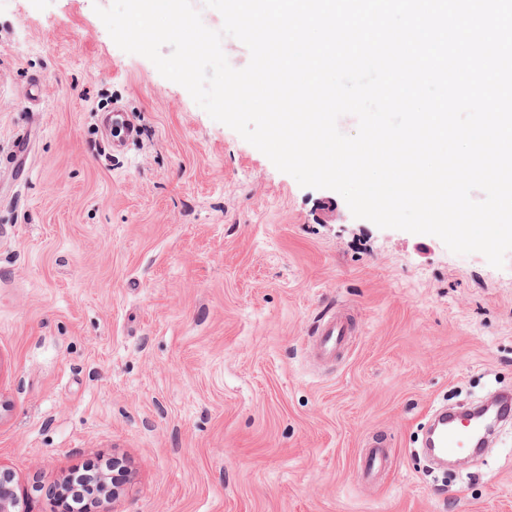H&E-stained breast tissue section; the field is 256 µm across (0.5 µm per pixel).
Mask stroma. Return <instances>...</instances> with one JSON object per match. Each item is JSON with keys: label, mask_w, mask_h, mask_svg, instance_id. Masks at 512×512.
<instances>
[{"label": "stroma", "mask_w": 512, "mask_h": 512, "mask_svg": "<svg viewBox=\"0 0 512 512\" xmlns=\"http://www.w3.org/2000/svg\"><path fill=\"white\" fill-rule=\"evenodd\" d=\"M96 2L0 0V153L31 131L0 183V467L28 512L115 456L118 512H512V429L448 471L418 440L434 405L512 388V251L496 268L300 186ZM339 308L350 348L313 371ZM375 433L393 465L367 484Z\"/></svg>", "instance_id": "obj_1"}]
</instances>
